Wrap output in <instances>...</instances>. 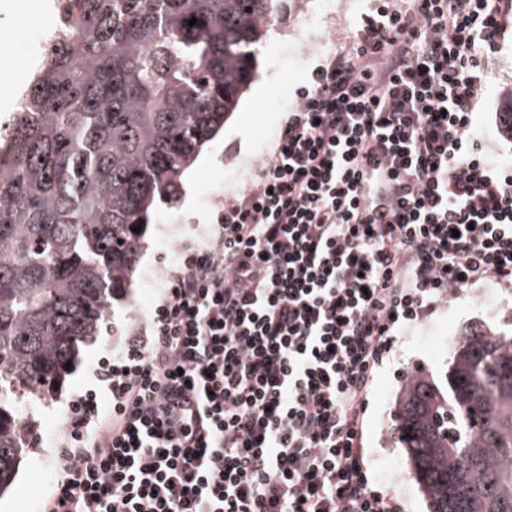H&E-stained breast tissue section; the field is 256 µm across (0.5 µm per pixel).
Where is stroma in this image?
<instances>
[{"label": "stroma", "instance_id": "obj_1", "mask_svg": "<svg viewBox=\"0 0 512 512\" xmlns=\"http://www.w3.org/2000/svg\"><path fill=\"white\" fill-rule=\"evenodd\" d=\"M43 2L12 0L10 11L0 14V95L20 96L18 71H32L39 59L44 38L58 17L54 11L43 13ZM375 4L376 0H301L294 5L279 0L264 37L265 42L274 43V51L259 53L256 80L237 112L185 173L177 197L158 203L145 228L133 282L113 305L112 335L83 344L77 361L47 398L31 437L32 449L23 457L13 486L0 497V512H40L54 490L57 443L69 397L94 385L92 371L98 358L118 346L134 319L147 318L179 249L197 244L206 226L214 223L217 208L202 200V188L224 200L243 195L257 163L272 153L289 111L315 68L356 38ZM505 22V39L473 126L490 154L507 164L512 163V138L503 134L499 112L503 96L512 92V12ZM510 315L512 291L493 284L481 286L474 294L437 307L408 330L399 365L378 372L367 400L368 472L374 487L397 496L405 512H428V505L396 446L395 401L403 385L398 367L440 378L461 332L496 328Z\"/></svg>", "mask_w": 512, "mask_h": 512}]
</instances>
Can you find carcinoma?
<instances>
[{
    "mask_svg": "<svg viewBox=\"0 0 512 512\" xmlns=\"http://www.w3.org/2000/svg\"><path fill=\"white\" fill-rule=\"evenodd\" d=\"M276 0H67L0 129V497L43 400L132 284L156 202L256 77ZM192 18L194 26L188 25ZM396 432L430 512H512V319L413 376Z\"/></svg>",
    "mask_w": 512,
    "mask_h": 512,
    "instance_id": "carcinoma-1",
    "label": "carcinoma"
}]
</instances>
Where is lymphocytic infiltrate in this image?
Masks as SVG:
<instances>
[{
    "label": "lymphocytic infiltrate",
    "instance_id": "f902f5d3",
    "mask_svg": "<svg viewBox=\"0 0 512 512\" xmlns=\"http://www.w3.org/2000/svg\"><path fill=\"white\" fill-rule=\"evenodd\" d=\"M512 0H401L312 74L273 155L74 395L44 512H403L367 396L404 330L512 288V167L473 132Z\"/></svg>",
    "mask_w": 512,
    "mask_h": 512
}]
</instances>
